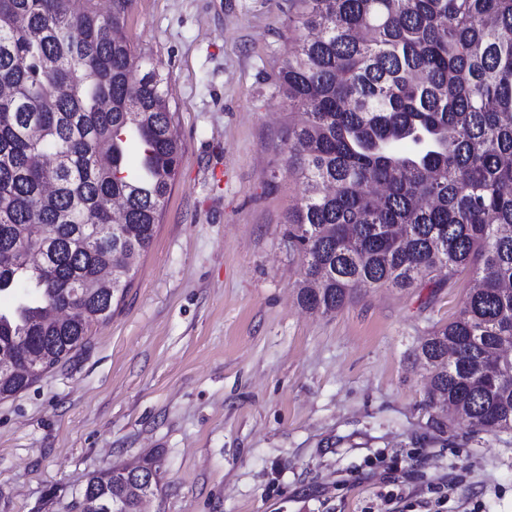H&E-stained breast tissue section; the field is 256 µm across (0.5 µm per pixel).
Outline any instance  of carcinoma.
Returning a JSON list of instances; mask_svg holds the SVG:
<instances>
[{
	"mask_svg": "<svg viewBox=\"0 0 512 512\" xmlns=\"http://www.w3.org/2000/svg\"><path fill=\"white\" fill-rule=\"evenodd\" d=\"M279 71L301 122L288 220L298 299L475 274L421 346L431 400L512 430V0H293ZM130 0H0V357L39 355L31 386L89 343L147 251L178 174L168 79L120 36ZM115 465L80 512H136Z\"/></svg>",
	"mask_w": 512,
	"mask_h": 512,
	"instance_id": "1",
	"label": "carcinoma"
}]
</instances>
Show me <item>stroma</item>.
I'll use <instances>...</instances> for the list:
<instances>
[{
    "label": "stroma",
    "instance_id": "35a3bbf8",
    "mask_svg": "<svg viewBox=\"0 0 512 512\" xmlns=\"http://www.w3.org/2000/svg\"><path fill=\"white\" fill-rule=\"evenodd\" d=\"M292 0H132L124 31L169 77L182 160L150 248L90 342L0 400V512H77L89 478L156 452L144 512H512V430L429 401L441 286L297 299L279 70Z\"/></svg>",
    "mask_w": 512,
    "mask_h": 512
}]
</instances>
